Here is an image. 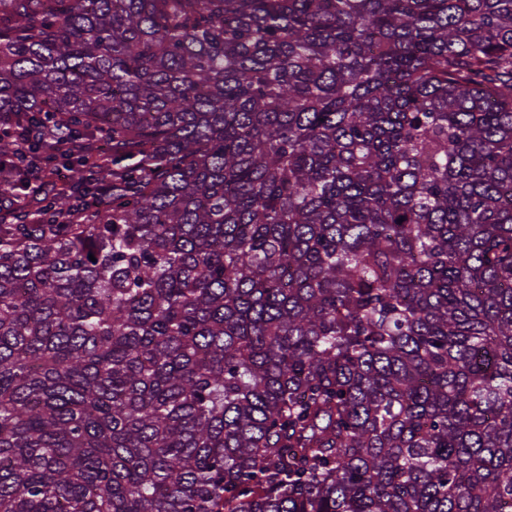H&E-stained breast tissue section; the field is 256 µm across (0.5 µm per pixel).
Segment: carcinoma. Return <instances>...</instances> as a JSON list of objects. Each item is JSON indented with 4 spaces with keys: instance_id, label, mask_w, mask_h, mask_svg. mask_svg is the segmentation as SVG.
Returning <instances> with one entry per match:
<instances>
[{
    "instance_id": "obj_1",
    "label": "carcinoma",
    "mask_w": 512,
    "mask_h": 512,
    "mask_svg": "<svg viewBox=\"0 0 512 512\" xmlns=\"http://www.w3.org/2000/svg\"><path fill=\"white\" fill-rule=\"evenodd\" d=\"M2 157L0 512H512V0H0Z\"/></svg>"
}]
</instances>
